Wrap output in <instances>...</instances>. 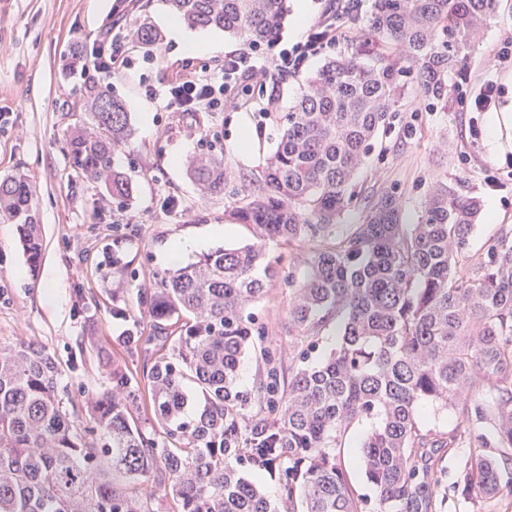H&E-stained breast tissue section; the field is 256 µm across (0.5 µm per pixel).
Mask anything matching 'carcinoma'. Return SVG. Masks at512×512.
Returning <instances> with one entry per match:
<instances>
[{
	"label": "carcinoma",
	"instance_id": "cac0c4a2",
	"mask_svg": "<svg viewBox=\"0 0 512 512\" xmlns=\"http://www.w3.org/2000/svg\"><path fill=\"white\" fill-rule=\"evenodd\" d=\"M189 29H216L258 47L277 38L288 0H163ZM497 0H373L347 10L349 51L329 55L278 116L261 192L232 218L250 243L202 255L153 276L137 295L122 344L135 367H112L77 416L46 346L0 347V512H359L336 449L364 435L360 465L380 512H437V453L471 448L457 488L477 502L512 495V227L477 256L469 240L477 197L435 179L417 222L379 196L361 224L335 234L353 177L411 81L432 98L448 92L490 24ZM89 126L74 127L68 153L112 200L134 186L114 154L133 145L125 101L84 87ZM187 172L201 197L224 193V156L199 153ZM0 215L17 224L37 267L40 225L22 176L0 181ZM300 245L304 272L282 273L272 244ZM288 282V373L263 345L248 309ZM332 341L319 362L309 348ZM258 351L250 392L241 360ZM201 408H188L187 384ZM459 414L438 434L422 404ZM275 468L280 502L244 467Z\"/></svg>",
	"mask_w": 512,
	"mask_h": 512
}]
</instances>
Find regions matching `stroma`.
I'll return each mask as SVG.
<instances>
[{
  "mask_svg": "<svg viewBox=\"0 0 512 512\" xmlns=\"http://www.w3.org/2000/svg\"><path fill=\"white\" fill-rule=\"evenodd\" d=\"M115 0H0V178L25 174L34 189L33 208L41 226L42 261L30 272L18 242L16 226L0 217V345L36 341L54 353L62 378L74 396L98 391L106 374L97 350L105 348L115 364L126 363L121 346L128 323L113 308L137 312V291L148 287L170 243L201 241L186 262L221 246L245 243V226L229 213L252 194L278 133L277 112L293 103L303 74L322 64L315 57L303 73L273 75L265 88H252L237 104L221 112H173L163 108L161 90L188 71L223 62L241 49L237 39L215 29H197L196 38L216 42L213 50H181L160 21L168 9L163 0H131L127 23H147L160 31V42L144 50L126 43L135 60L115 75L110 87L131 111L134 146L114 156L116 167L132 179V201L99 206V189L78 175L67 152L66 133L90 124L81 109V92L95 79L93 68L63 73V58L75 46L91 52L112 27ZM512 37V0H498L495 16L480 46L465 65L467 88L485 78L484 61L497 44ZM457 79H449L448 95L437 101L409 86L404 105L390 128L380 134L354 180L355 198L342 223H360L373 199L390 193L402 203L408 222H415L420 203L434 179L459 183L482 204V216L469 241L482 251L504 226L512 225V127L501 130L503 152L488 150V113L466 112L458 101ZM156 96L145 93L146 86ZM223 155L229 178L223 195L200 200L185 161L193 154ZM497 177L499 188L489 187ZM224 235L211 236L214 225ZM120 249L127 275L112 272V251ZM53 278L58 290L47 298L41 288ZM291 293L276 281L271 293L255 304L259 327L275 338L280 353L288 351L285 326ZM372 427H352L336 456L346 471L362 512H378L377 495L359 464L361 437ZM466 450L443 455L440 512H512V496L498 494L472 502L456 488Z\"/></svg>",
  "mask_w": 512,
  "mask_h": 512,
  "instance_id": "1",
  "label": "stroma"
}]
</instances>
